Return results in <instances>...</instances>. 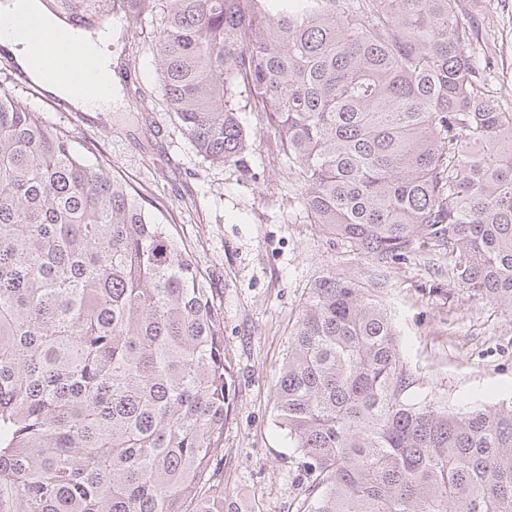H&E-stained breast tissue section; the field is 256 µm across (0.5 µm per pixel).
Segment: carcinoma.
Here are the masks:
<instances>
[{"label": "carcinoma", "mask_w": 512, "mask_h": 512, "mask_svg": "<svg viewBox=\"0 0 512 512\" xmlns=\"http://www.w3.org/2000/svg\"><path fill=\"white\" fill-rule=\"evenodd\" d=\"M150 0H87L81 26ZM459 0H170L168 111L240 163L268 118L314 223L385 267L420 247L512 308V111ZM390 316L319 280L275 384L303 512H512V402L414 398ZM224 313L164 210L0 86V512H235L213 481Z\"/></svg>", "instance_id": "1"}]
</instances>
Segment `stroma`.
I'll list each match as a JSON object with an SVG mask.
<instances>
[{
  "mask_svg": "<svg viewBox=\"0 0 512 512\" xmlns=\"http://www.w3.org/2000/svg\"><path fill=\"white\" fill-rule=\"evenodd\" d=\"M492 52L489 78L512 109V0H461ZM169 5L155 0L126 24L112 57L126 74V107L78 112L45 95L0 53V85L24 107L96 147L112 173L168 208L224 312V354L235 394L224 425V484L236 512H298L312 481L276 423L274 384L290 332L323 276L354 283L386 309L417 382L411 393L460 408L512 400V308L460 288L448 261L412 253L379 267L309 218L298 174L283 164L260 112L241 110L251 135L245 165L204 161L169 112L159 83L156 30Z\"/></svg>",
  "mask_w": 512,
  "mask_h": 512,
  "instance_id": "stroma-1",
  "label": "stroma"
}]
</instances>
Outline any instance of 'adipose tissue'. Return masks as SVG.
<instances>
[{"label":"adipose tissue","mask_w":512,"mask_h":512,"mask_svg":"<svg viewBox=\"0 0 512 512\" xmlns=\"http://www.w3.org/2000/svg\"><path fill=\"white\" fill-rule=\"evenodd\" d=\"M26 14L36 16L40 20L44 31L42 40L25 39L8 33L0 34V48L10 54L16 65L39 83L46 93L61 99L73 109L81 112L111 111L113 101L121 97V86L112 68V46L121 38L120 25L108 21L92 30L80 28L51 14L43 0H9L8 4L0 6V22ZM61 33L72 38L74 50L95 57L98 78L104 86V93L98 101L87 99L76 83L55 79L46 71L35 69L33 57L38 43H50Z\"/></svg>","instance_id":"ef3b65f1"}]
</instances>
